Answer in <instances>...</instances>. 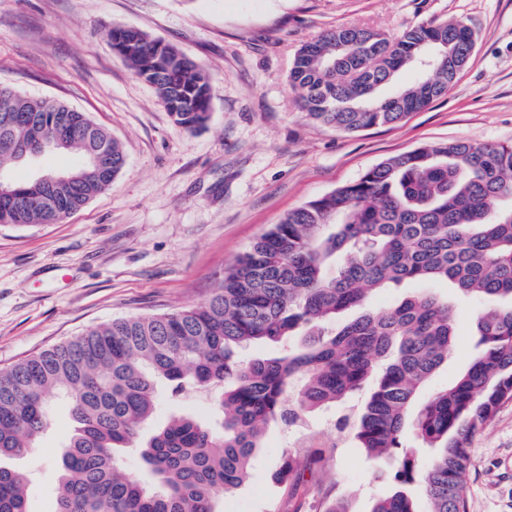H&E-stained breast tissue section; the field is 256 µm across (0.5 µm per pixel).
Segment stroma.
<instances>
[{
  "instance_id": "1",
  "label": "stroma",
  "mask_w": 512,
  "mask_h": 512,
  "mask_svg": "<svg viewBox=\"0 0 512 512\" xmlns=\"http://www.w3.org/2000/svg\"><path fill=\"white\" fill-rule=\"evenodd\" d=\"M458 19L475 38L466 68L429 108L394 126L353 134L309 119L289 82L295 53L336 26L390 36L430 19ZM117 25L138 28L208 73L211 108L190 131L113 49ZM0 84L85 112L122 144L127 161L111 185L56 224H0V368L119 317L204 304L224 271L282 217L359 179L373 165L435 143L512 142V0H0ZM428 289L457 310L447 365L420 398L448 387L475 354L480 301L443 281L378 291L385 308ZM215 389L171 396L156 384L152 425L171 415L212 419ZM272 425L249 477L223 512H275L283 449L336 440L316 479L324 494L305 512L342 501L370 512L394 488L397 455L367 460L339 418L365 402ZM75 423L63 398L37 448L9 459L30 480L31 512H53L62 444ZM467 512H512V403L472 443Z\"/></svg>"
}]
</instances>
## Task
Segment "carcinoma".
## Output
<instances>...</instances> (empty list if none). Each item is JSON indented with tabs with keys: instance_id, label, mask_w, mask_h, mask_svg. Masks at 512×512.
Wrapping results in <instances>:
<instances>
[{
	"instance_id": "1",
	"label": "carcinoma",
	"mask_w": 512,
	"mask_h": 512,
	"mask_svg": "<svg viewBox=\"0 0 512 512\" xmlns=\"http://www.w3.org/2000/svg\"><path fill=\"white\" fill-rule=\"evenodd\" d=\"M472 31L430 20L391 39L357 26L329 29L295 54L289 80L306 116L352 134L396 125L441 97L456 80L445 49L465 53ZM158 40L145 32L120 56L152 85L188 130L209 114L203 67L166 45L172 69L152 65ZM417 79L389 95L406 70ZM0 85V167L21 162L24 144L81 153L55 188L11 183L0 224H55L105 190L122 170V145L83 112H69ZM512 143L434 144L386 159L358 180L288 212L224 272L210 300L154 316L113 319L0 369V460L36 447L49 424V397L68 400L76 423L62 454L53 512H220L248 477L268 427L368 390L352 431L369 460L402 448L411 431L434 456L420 473L428 512H466L469 447L512 402ZM443 280L485 300L475 316L478 354L454 383L414 407L448 362L455 310L429 292L385 309L384 288ZM353 313L349 319L340 318ZM302 337L296 349L239 359L253 344ZM171 395L224 390L215 423L170 418L141 446L153 485L127 473L118 455L138 445L155 412V384ZM333 447L284 450L278 512H301ZM415 460L401 457L393 491L371 512H420L402 485ZM0 512H29L26 477L0 465Z\"/></svg>"
}]
</instances>
